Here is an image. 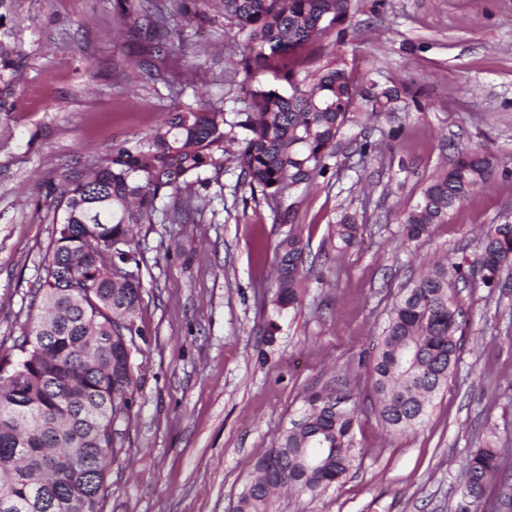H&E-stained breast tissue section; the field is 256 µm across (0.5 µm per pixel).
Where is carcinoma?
<instances>
[{
  "label": "carcinoma",
  "mask_w": 512,
  "mask_h": 512,
  "mask_svg": "<svg viewBox=\"0 0 512 512\" xmlns=\"http://www.w3.org/2000/svg\"><path fill=\"white\" fill-rule=\"evenodd\" d=\"M224 23L245 33L237 70L221 75L249 99L246 112L206 102L169 112L147 137L91 158L85 176H70L59 193L56 238L46 257V276L31 293L20 336L0 353V512H105L108 468L124 452L112 425L128 419L136 380L125 364L122 336L142 335L134 318L141 285L126 267L139 264L131 249L133 229L151 224L156 202L186 194L167 219L183 224L190 189L201 173L219 178L224 162L239 170L251 194L259 193L278 224H292V194L326 177L338 137L364 108L369 116L395 109L399 91L358 86L339 67L301 76L310 48L336 25L349 0H221ZM143 20L155 46L173 55L181 34L171 26L165 0H150ZM246 78L236 83L239 72ZM495 176L491 159L459 151L436 172L419 202L405 215L403 235L418 242L477 187ZM361 225L344 214L335 225L339 248L358 242ZM483 276L478 286L493 294L512 270V224H493L479 242ZM272 303L300 302L306 275L304 246L295 233L277 245ZM470 284L466 259L435 262L393 304L372 367L379 416L395 433H406L425 416L430 397L448 384L460 349L456 333L463 312L453 288ZM333 389L314 391L309 412L284 429L256 463L255 476L238 497L237 512H270L277 486L262 476L273 459L277 474L300 495H314L342 478L353 463L357 406H338ZM329 448L326 471L304 476L300 458L309 441ZM501 453L487 442L463 461L468 502L478 512Z\"/></svg>",
  "instance_id": "cac0c4a2"
}]
</instances>
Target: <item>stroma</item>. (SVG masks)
I'll use <instances>...</instances> for the list:
<instances>
[{"label":"stroma","mask_w":512,"mask_h":512,"mask_svg":"<svg viewBox=\"0 0 512 512\" xmlns=\"http://www.w3.org/2000/svg\"><path fill=\"white\" fill-rule=\"evenodd\" d=\"M116 0H13L9 43L18 61L0 112V346L26 320L56 237L55 189L92 156L145 137L166 113L198 98L231 102L216 74L244 38L225 27L220 0H169L194 70L175 85L134 69L161 63L129 31ZM312 68L339 66L358 83L399 90L395 111L344 129L332 175L295 194L293 225L225 164L195 185L184 224L169 199L138 225L135 276L144 340L130 420L113 425L124 452L112 466L106 512H234L257 460L298 420L310 393L334 385L359 407L354 462L316 495L277 498L272 512H458L464 458L485 440L503 448L486 505L512 483V288H464L454 373L420 425L389 433L374 407L371 371L387 315L413 272L433 258L479 254L477 235L512 222V0H351L313 47ZM388 144L360 163V136ZM496 167L419 243L402 240L405 214L456 150ZM356 215L362 236L341 251L334 228ZM305 247L308 281L297 308L277 310L276 247L288 230Z\"/></svg>","instance_id":"35a3bbf8"}]
</instances>
